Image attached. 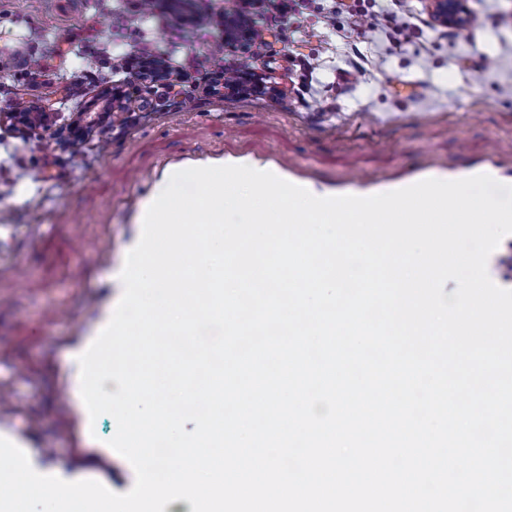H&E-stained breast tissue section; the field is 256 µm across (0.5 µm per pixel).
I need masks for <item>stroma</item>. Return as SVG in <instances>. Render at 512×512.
<instances>
[{
	"mask_svg": "<svg viewBox=\"0 0 512 512\" xmlns=\"http://www.w3.org/2000/svg\"><path fill=\"white\" fill-rule=\"evenodd\" d=\"M224 6L181 0L140 22L135 0H0V431L29 442L44 474L116 493L135 482L130 463L91 453L68 359L106 309V279L163 168L247 152L336 186L480 167L512 186V0H471L481 24L463 30L435 25L421 0H356L363 27L342 13L330 28L324 0H306L299 59L284 49L293 25L262 0L270 39L255 69L275 91L221 100L204 88L219 66L210 47ZM200 10L212 16L204 31L183 20ZM134 46L187 74L179 95L130 87L122 104L90 109L120 84L113 57ZM23 48L43 76L12 64ZM19 98L62 122L86 110L96 121L63 147L43 129L11 125Z\"/></svg>",
	"mask_w": 512,
	"mask_h": 512,
	"instance_id": "stroma-1",
	"label": "stroma"
}]
</instances>
